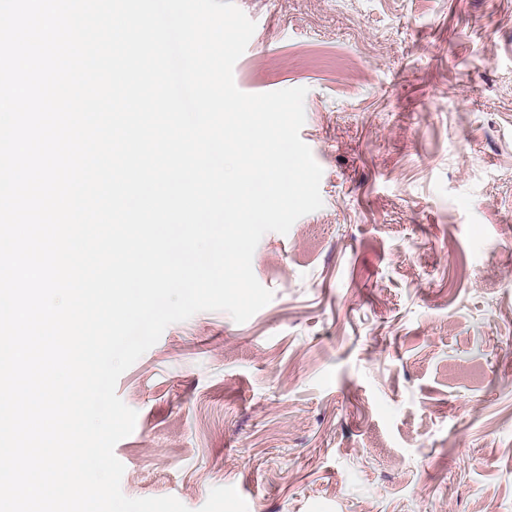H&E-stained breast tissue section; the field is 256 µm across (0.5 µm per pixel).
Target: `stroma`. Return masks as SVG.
Here are the masks:
<instances>
[{
	"instance_id": "1",
	"label": "stroma",
	"mask_w": 512,
	"mask_h": 512,
	"mask_svg": "<svg viewBox=\"0 0 512 512\" xmlns=\"http://www.w3.org/2000/svg\"><path fill=\"white\" fill-rule=\"evenodd\" d=\"M249 94L304 87L321 209L270 303L119 378L121 490L189 512H512V0H235Z\"/></svg>"
}]
</instances>
